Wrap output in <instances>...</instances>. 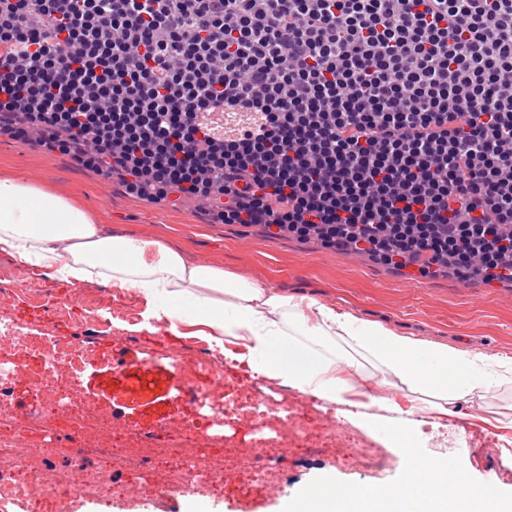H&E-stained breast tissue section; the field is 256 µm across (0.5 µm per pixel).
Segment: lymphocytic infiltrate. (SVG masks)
Here are the masks:
<instances>
[{
    "label": "lymphocytic infiltrate",
    "instance_id": "lymphocytic-infiltrate-1",
    "mask_svg": "<svg viewBox=\"0 0 512 512\" xmlns=\"http://www.w3.org/2000/svg\"><path fill=\"white\" fill-rule=\"evenodd\" d=\"M2 135L221 224L512 281V0H0Z\"/></svg>",
    "mask_w": 512,
    "mask_h": 512
}]
</instances>
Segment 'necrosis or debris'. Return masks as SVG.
I'll list each match as a JSON object with an SVG mask.
<instances>
[{
	"label": "necrosis or debris",
	"mask_w": 512,
	"mask_h": 512,
	"mask_svg": "<svg viewBox=\"0 0 512 512\" xmlns=\"http://www.w3.org/2000/svg\"><path fill=\"white\" fill-rule=\"evenodd\" d=\"M89 345L88 337L55 336L44 354V369L33 387L40 395L39 406L14 411L4 404L11 396L21 368L17 356L26 339L16 330L13 313L0 309V417L9 420L14 434L0 437V512H12L18 502L29 503L51 494L56 488L70 495L106 498L112 494L113 472H148L146 483L128 485L137 495L199 493L204 483L223 478L228 466L235 465L257 473L285 457L290 447L303 442L311 448H343L355 459L358 468L377 474L390 464L387 454L373 443L351 437L339 427L332 415H324L320 433H312L308 422L299 417L298 406L304 396L299 392L278 390L254 380H246L239 398L224 392V369L228 363L222 351L206 347L193 349L174 358V367L194 376L206 372L205 387L188 389L189 405L197 416L174 427L166 447L173 457L165 473H158L151 450L153 437L136 430L125 433L127 450L115 455L111 437L97 436L103 418L98 409L75 401L69 375L57 357V350L73 344ZM249 403L256 418L250 437L225 435L227 415ZM69 426L67 456L57 446L46 444L44 434L56 423Z\"/></svg>",
	"instance_id": "4bbe7bcc"
}]
</instances>
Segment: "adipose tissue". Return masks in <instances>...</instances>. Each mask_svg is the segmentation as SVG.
Wrapping results in <instances>:
<instances>
[{"instance_id": "obj_1", "label": "adipose tissue", "mask_w": 512, "mask_h": 512, "mask_svg": "<svg viewBox=\"0 0 512 512\" xmlns=\"http://www.w3.org/2000/svg\"><path fill=\"white\" fill-rule=\"evenodd\" d=\"M0 253L59 282L98 280L135 292L148 318L167 321L172 333L188 325L218 347L240 340L253 375L325 404L343 402L352 375L390 374L425 410L446 416L481 390L488 366L512 373L511 356L432 343L190 262L162 240L112 234L69 194L6 173L0 175ZM371 404L393 416L385 436L403 443L402 483L349 486L342 504L319 484L307 485L295 512H474L480 486L459 458L419 457L413 422L395 418L394 400L377 395Z\"/></svg>"}]
</instances>
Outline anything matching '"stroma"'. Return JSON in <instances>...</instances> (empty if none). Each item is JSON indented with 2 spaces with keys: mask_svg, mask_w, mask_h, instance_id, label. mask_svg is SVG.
<instances>
[{
  "mask_svg": "<svg viewBox=\"0 0 512 512\" xmlns=\"http://www.w3.org/2000/svg\"><path fill=\"white\" fill-rule=\"evenodd\" d=\"M2 165L27 180L79 195L103 217L112 233L162 239L192 261L224 267L288 294L314 297L430 342L512 355L510 284L464 285L450 274L413 280L407 271L388 268L364 255L334 252L313 240L274 238L260 225L218 224L192 201L174 196L160 204L146 202L125 193L117 179L78 166L60 153L44 152L6 137L0 138ZM35 282L30 298L14 302L17 320L32 342L18 358L24 372L12 396L18 409L34 406L39 400L31 385L42 371L36 344L53 334L74 331L89 336L94 331L93 324L70 323L53 309L55 299L72 293V286L42 276ZM112 331L129 336V343L115 347L104 342L86 354L77 396L94 403L114 423L147 435L158 433L163 422L192 418L194 411L182 392L184 379L166 354L201 346L202 338L156 333L145 318L132 325L113 319ZM145 358L150 359V367L142 366ZM346 399L341 424L378 443L391 457V466L368 476L339 452L313 455L299 447L271 472L284 499H294L302 485L325 476L345 484L393 486L401 482L405 470L401 445L381 436L388 420L359 421L357 410L368 401L362 388H355ZM395 400L416 421V438L426 455L460 456L473 481L493 480L500 497H512V468L504 466L502 455L487 445L492 437L512 443V426L499 422L502 415L512 416L511 379L489 377L478 396L457 402L451 415L439 422L417 412L415 401L403 393H396ZM197 498L207 512H282L283 499H271L248 470L228 475L223 487L204 488ZM152 502L149 496L115 494L101 501L61 494L33 505L32 512H150Z\"/></svg>",
  "mask_w": 512,
  "mask_h": 512,
  "instance_id": "stroma-1",
  "label": "stroma"
}]
</instances>
